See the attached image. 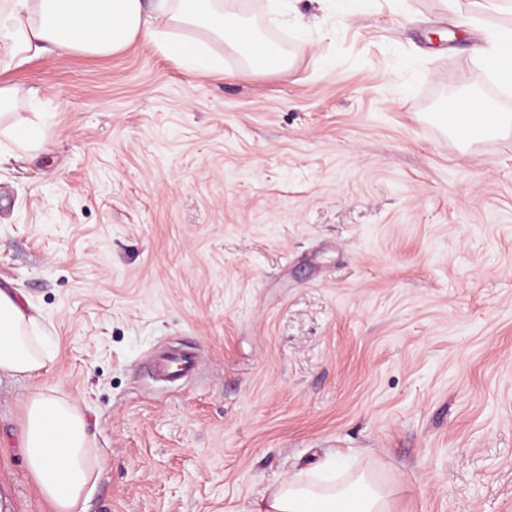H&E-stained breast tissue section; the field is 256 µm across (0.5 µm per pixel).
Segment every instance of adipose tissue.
<instances>
[{"label":"adipose tissue","mask_w":512,"mask_h":512,"mask_svg":"<svg viewBox=\"0 0 512 512\" xmlns=\"http://www.w3.org/2000/svg\"><path fill=\"white\" fill-rule=\"evenodd\" d=\"M242 18L227 0H0V73L52 54L110 56L138 41L152 43L187 70L220 73L224 57L213 51L220 42L244 55L242 76L260 69L287 72L288 57L267 48L265 57L248 50L241 38ZM512 46V27L496 29L486 46L473 53L506 86L512 63L503 51ZM36 100L0 81V163L14 149L38 150L42 131L31 121H11L21 97ZM37 314L23 309L14 292L0 289V378L34 379L48 372L53 357L39 336ZM19 448L42 496L54 512H83L87 489L100 464L91 454L92 439L83 414L72 400L53 389L34 387L25 401ZM394 491L367 472L339 470L336 460L307 476H293L250 512H394Z\"/></svg>","instance_id":"obj_1"}]
</instances>
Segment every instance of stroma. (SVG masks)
I'll list each match as a JSON object with an SVG mask.
<instances>
[{"label":"stroma","instance_id":"35a3bbf8","mask_svg":"<svg viewBox=\"0 0 512 512\" xmlns=\"http://www.w3.org/2000/svg\"><path fill=\"white\" fill-rule=\"evenodd\" d=\"M309 29L234 10L288 73H189L139 42L36 59L47 142L0 164V289L43 313L40 382L104 461L86 512H246L339 456L397 512H512V113L471 49L512 12L320 0ZM192 348L191 376L146 364ZM33 384L0 380V512H53L17 449ZM472 105L478 111H481L475 119L478 121L476 127L486 126L480 132H488L493 130L511 131L512 129V113L510 112H483L485 107L478 101L473 100Z\"/></svg>","mask_w":512,"mask_h":512}]
</instances>
